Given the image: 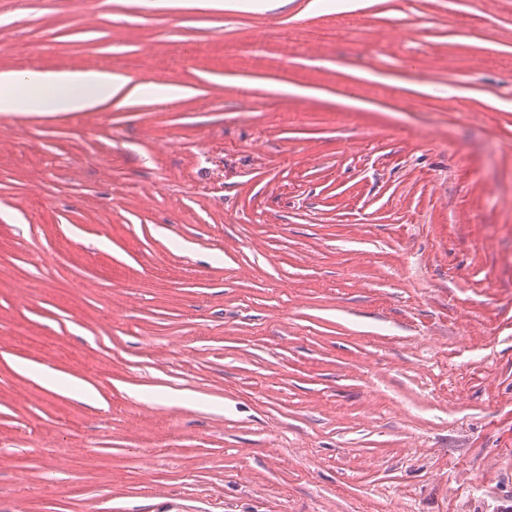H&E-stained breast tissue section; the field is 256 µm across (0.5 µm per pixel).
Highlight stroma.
<instances>
[{"label": "stroma", "instance_id": "1", "mask_svg": "<svg viewBox=\"0 0 512 512\" xmlns=\"http://www.w3.org/2000/svg\"><path fill=\"white\" fill-rule=\"evenodd\" d=\"M307 2L0 0L196 90L0 114V512H512V0Z\"/></svg>", "mask_w": 512, "mask_h": 512}]
</instances>
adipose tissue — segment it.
Instances as JSON below:
<instances>
[{"label":"adipose tissue","mask_w":512,"mask_h":512,"mask_svg":"<svg viewBox=\"0 0 512 512\" xmlns=\"http://www.w3.org/2000/svg\"><path fill=\"white\" fill-rule=\"evenodd\" d=\"M175 90L130 83L105 71L0 73V113L91 112L108 104L125 106L144 96H171Z\"/></svg>","instance_id":"ef3b65f1"}]
</instances>
